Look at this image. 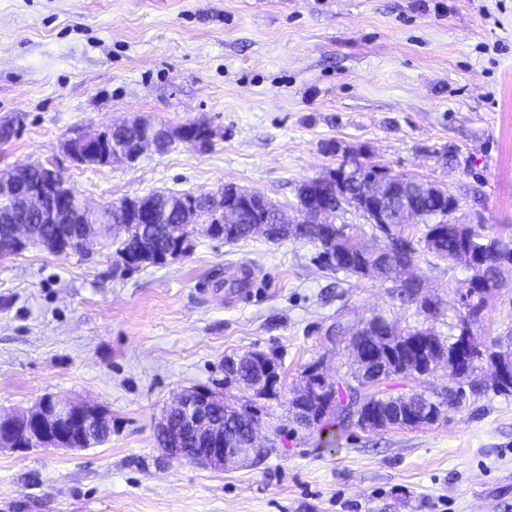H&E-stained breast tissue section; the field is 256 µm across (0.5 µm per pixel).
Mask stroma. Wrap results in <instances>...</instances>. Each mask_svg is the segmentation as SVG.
<instances>
[{
  "instance_id": "35a3bbf8",
  "label": "stroma",
  "mask_w": 512,
  "mask_h": 512,
  "mask_svg": "<svg viewBox=\"0 0 512 512\" xmlns=\"http://www.w3.org/2000/svg\"><path fill=\"white\" fill-rule=\"evenodd\" d=\"M134 116L203 122L214 137L204 152L179 143L70 167L80 199L231 183L286 205L350 154L447 188L453 222L512 242V0H0V125L13 130L0 169ZM317 255L199 235L187 255L136 270L98 243L0 258V413L51 395L112 420L87 449H0V512H512V395L473 392L447 368L376 386L463 389L435 422L353 424L333 453L295 423L312 367L330 381L356 369L332 323L450 336L472 276L419 250L414 272L443 311L430 323L392 282L330 272ZM243 265L258 294L233 307L215 284ZM471 330L482 350L512 349V273ZM250 352L279 359L276 397L227 377L226 360ZM196 386L257 405L269 455L223 472L166 457L156 423Z\"/></svg>"
}]
</instances>
